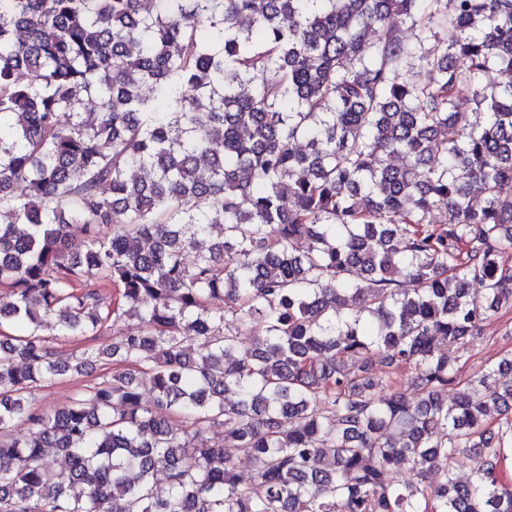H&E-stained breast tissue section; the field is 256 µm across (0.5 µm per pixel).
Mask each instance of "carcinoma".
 <instances>
[{"instance_id":"carcinoma-1","label":"carcinoma","mask_w":512,"mask_h":512,"mask_svg":"<svg viewBox=\"0 0 512 512\" xmlns=\"http://www.w3.org/2000/svg\"><path fill=\"white\" fill-rule=\"evenodd\" d=\"M0 286V512H512V357L442 398L512 309V0H0ZM138 326L134 320H126L117 326L109 327L104 336H99L95 340L79 339L63 341L55 339V336H46L53 348L54 357L60 362H72L76 356H79L85 348L95 346H105L112 342V336L119 332L129 334L136 333ZM98 362L83 374H72L64 378L47 380L36 387L31 396V402L35 410L50 412L67 404L71 398L90 385L102 380L112 373V363Z\"/></svg>"}]
</instances>
